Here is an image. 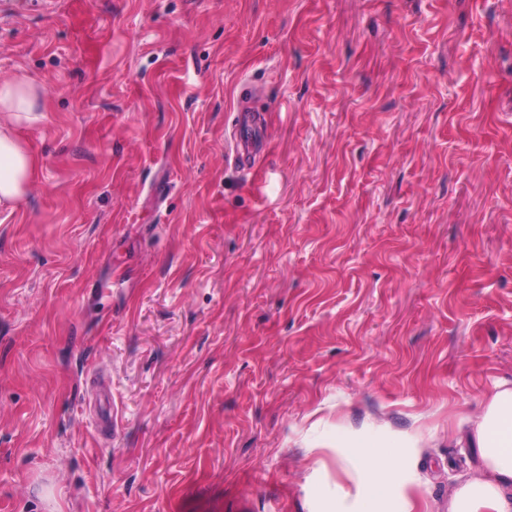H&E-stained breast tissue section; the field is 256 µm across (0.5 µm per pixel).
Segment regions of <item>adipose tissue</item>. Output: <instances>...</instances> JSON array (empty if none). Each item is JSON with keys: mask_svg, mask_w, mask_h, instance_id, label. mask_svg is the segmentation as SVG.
I'll list each match as a JSON object with an SVG mask.
<instances>
[{"mask_svg": "<svg viewBox=\"0 0 512 512\" xmlns=\"http://www.w3.org/2000/svg\"><path fill=\"white\" fill-rule=\"evenodd\" d=\"M43 95L24 75L0 74V211L19 209L36 180L39 160L19 130L45 120ZM468 424L480 474L459 487L448 512H512V388L496 391Z\"/></svg>", "mask_w": 512, "mask_h": 512, "instance_id": "adipose-tissue-1", "label": "adipose tissue"}]
</instances>
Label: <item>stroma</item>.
Here are the masks:
<instances>
[{
  "instance_id": "35a3bbf8",
  "label": "stroma",
  "mask_w": 512,
  "mask_h": 512,
  "mask_svg": "<svg viewBox=\"0 0 512 512\" xmlns=\"http://www.w3.org/2000/svg\"><path fill=\"white\" fill-rule=\"evenodd\" d=\"M19 71L0 512H448L512 384V0H0ZM43 88L21 74H0V211L19 209L37 177L39 159L19 137L46 118ZM364 448H373L370 445H363L357 449V453L363 457L367 463L370 474V497L373 500L380 501L384 498L386 492V477L382 466L377 458L371 456Z\"/></svg>"
}]
</instances>
